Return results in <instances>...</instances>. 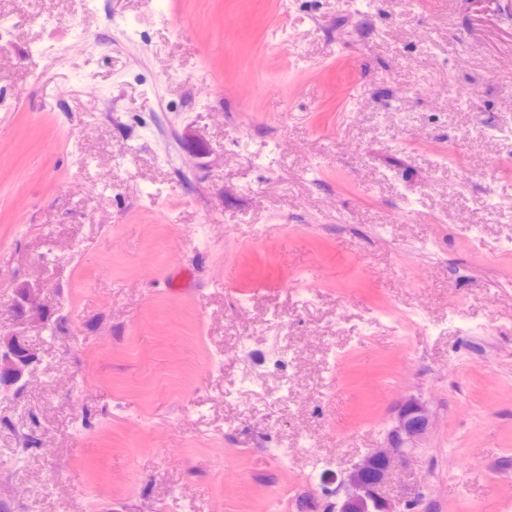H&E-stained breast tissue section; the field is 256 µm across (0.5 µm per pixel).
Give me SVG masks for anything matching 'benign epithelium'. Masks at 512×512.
Returning a JSON list of instances; mask_svg holds the SVG:
<instances>
[{
	"instance_id": "7a95c632",
	"label": "benign epithelium",
	"mask_w": 512,
	"mask_h": 512,
	"mask_svg": "<svg viewBox=\"0 0 512 512\" xmlns=\"http://www.w3.org/2000/svg\"><path fill=\"white\" fill-rule=\"evenodd\" d=\"M23 339L20 332L0 336V393L20 392L27 376L41 363L38 351L30 344L18 349ZM431 425L432 415L424 402L414 396L400 401L384 445L366 452L336 489L329 491L332 501L325 506L326 512H418L425 499L421 487L396 498L385 495L384 489L396 468L423 447Z\"/></svg>"
}]
</instances>
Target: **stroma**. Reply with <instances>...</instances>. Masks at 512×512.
Here are the masks:
<instances>
[{"mask_svg":"<svg viewBox=\"0 0 512 512\" xmlns=\"http://www.w3.org/2000/svg\"><path fill=\"white\" fill-rule=\"evenodd\" d=\"M12 512H512V0H0ZM292 391L283 394L282 377ZM34 434L39 449L24 450ZM25 342L23 351L18 349ZM41 363L39 353L21 332L0 336V393L20 392L27 383L26 377ZM432 425L428 406L408 396L395 407L392 426L382 448H371L355 463L335 490L336 497L326 512H411L421 511L425 494L420 486L399 497L385 495L394 472L416 449L422 448Z\"/></svg>","mask_w":512,"mask_h":512,"instance_id":"obj_1","label":"stroma"}]
</instances>
